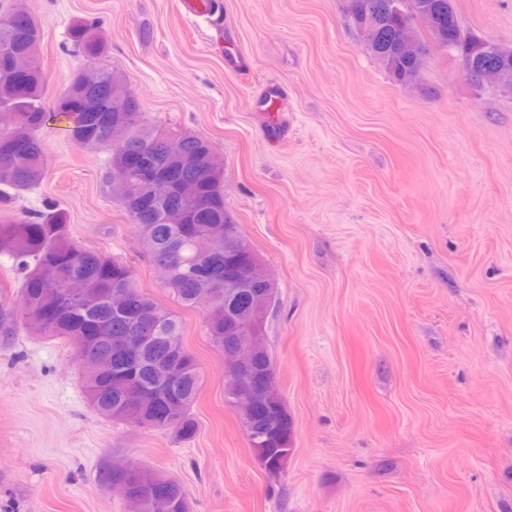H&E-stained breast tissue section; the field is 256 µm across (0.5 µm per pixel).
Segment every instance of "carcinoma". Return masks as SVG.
<instances>
[{
  "mask_svg": "<svg viewBox=\"0 0 512 512\" xmlns=\"http://www.w3.org/2000/svg\"><path fill=\"white\" fill-rule=\"evenodd\" d=\"M376 0H346L343 6L348 25L362 38L365 49L383 65L390 78L401 86L418 83L423 59L407 57L396 47L405 19L389 15L373 21L369 5ZM407 10L427 18L430 40L454 57L474 55L483 62L488 89L503 79L512 80V57L489 56L479 50L480 35L463 30L455 0H403ZM0 18V258L10 262L20 283L21 315L25 323L40 328L46 336L70 341L84 339L94 358L110 363L105 370L81 371L85 392L94 409L114 421L174 431L184 440L197 432L191 414L201 372L194 357L170 336L181 335L177 317L145 295L136 283L133 269L95 250L76 245L67 229V217L48 205L28 218H15L13 204L20 192L38 186L44 179L48 158L40 131L46 112L43 75L25 71L27 59L36 54L40 26L28 11L14 4ZM74 48L85 64L72 77L56 102V111L67 115L76 100L93 91L101 77L122 80L115 70L98 64L107 54V40L93 23L76 22L70 28ZM134 109L112 116L103 126L91 114L80 113L72 123L71 136L82 149L108 154L107 166L123 164L118 151L146 149L153 163L162 166L164 182L130 174L134 189L117 193L130 223L137 226L143 251L155 266L169 269L161 281L181 306L194 308L199 291L212 299L205 313L207 336L219 349L234 324L224 317L231 307L240 319H254L270 307L276 286L260 278L261 261L243 246L239 225L224 207V169L216 164L214 147L204 137L172 131L149 122L138 98ZM193 181L204 202H183L176 187ZM249 276L244 288L224 287V278ZM119 283L143 298L148 311L130 319L112 308V285ZM120 336L139 339L136 373L126 376L121 369L126 353L116 343ZM227 401L240 394L239 372L224 365ZM277 407L283 432L271 437L264 447L254 449L276 471L277 458L290 452L293 421L283 402L276 376H271L266 400L255 411L238 412L241 424L251 426ZM107 479L126 489L125 499L133 512H146V498L157 486V473L137 467Z\"/></svg>",
  "mask_w": 512,
  "mask_h": 512,
  "instance_id": "carcinoma-1",
  "label": "carcinoma"
}]
</instances>
